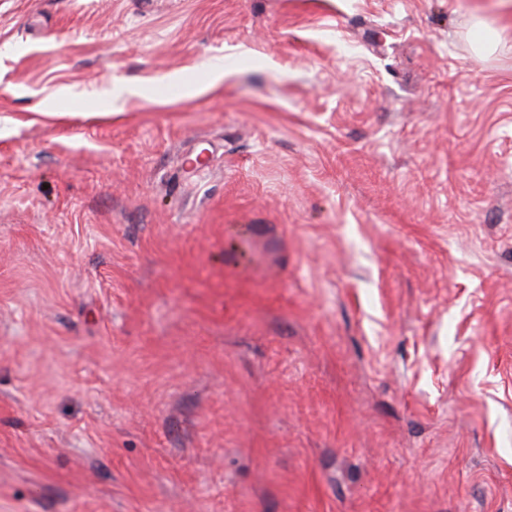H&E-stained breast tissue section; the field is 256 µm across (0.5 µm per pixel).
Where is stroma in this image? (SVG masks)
<instances>
[{"mask_svg": "<svg viewBox=\"0 0 512 512\" xmlns=\"http://www.w3.org/2000/svg\"><path fill=\"white\" fill-rule=\"evenodd\" d=\"M484 18L0 0V512H512Z\"/></svg>", "mask_w": 512, "mask_h": 512, "instance_id": "1", "label": "stroma"}]
</instances>
